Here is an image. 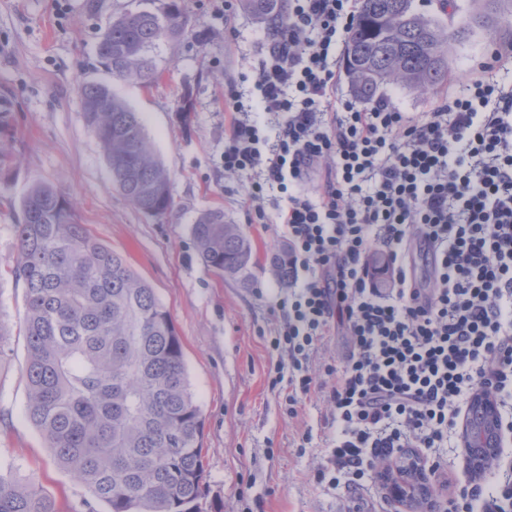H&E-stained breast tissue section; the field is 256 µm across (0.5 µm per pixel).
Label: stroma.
Listing matches in <instances>:
<instances>
[{"instance_id":"1","label":"stroma","mask_w":512,"mask_h":512,"mask_svg":"<svg viewBox=\"0 0 512 512\" xmlns=\"http://www.w3.org/2000/svg\"><path fill=\"white\" fill-rule=\"evenodd\" d=\"M163 0H0V327L8 355L0 361V465L56 499L61 512H85L90 492L54 461L26 405L22 285L7 275L17 257L20 201L35 183L56 186L76 203L80 221L154 288L184 345L189 380L205 417L202 512H414L391 499L384 482L353 492L320 482L331 413L320 395L296 415L269 374L267 338L276 326L280 286L270 262L284 247L282 228L255 224L243 199L245 179L224 172V87L263 58L265 29L240 0H180L188 29L154 50L161 76L152 88L112 75L96 48L112 18ZM512 78V21L479 30L448 52V82L461 87L492 46ZM109 85L144 121L175 202L164 219L133 208L113 187L106 159L81 119V86ZM188 105L189 121L179 116ZM220 209L240 225L254 250L252 285L207 272L190 227Z\"/></svg>"}]
</instances>
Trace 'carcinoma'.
I'll use <instances>...</instances> for the list:
<instances>
[{
    "label": "carcinoma",
    "instance_id": "obj_1",
    "mask_svg": "<svg viewBox=\"0 0 512 512\" xmlns=\"http://www.w3.org/2000/svg\"><path fill=\"white\" fill-rule=\"evenodd\" d=\"M274 30L286 0H242ZM185 32L179 0L113 20L97 47L103 67L144 87L160 78L152 50ZM351 89L372 101L391 86L426 94L448 81V33L413 0H359L347 42ZM81 118L112 185L137 210L172 214L169 174L138 113L103 84L83 85ZM18 255L8 274L25 289L26 416L56 462L106 512H201L204 419L183 343L154 289L78 221L70 198L37 184L21 202ZM209 272L252 284L254 251L221 210L191 225ZM0 512H60L33 485L0 474Z\"/></svg>",
    "mask_w": 512,
    "mask_h": 512
}]
</instances>
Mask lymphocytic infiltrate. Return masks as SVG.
<instances>
[{
    "label": "lymphocytic infiltrate",
    "instance_id": "1",
    "mask_svg": "<svg viewBox=\"0 0 512 512\" xmlns=\"http://www.w3.org/2000/svg\"><path fill=\"white\" fill-rule=\"evenodd\" d=\"M356 14L357 0H288L251 88L224 95V169L247 180L256 223L277 205L288 246L275 369L289 406L325 386L336 433L317 477L354 490L403 455L439 476L476 393L512 435V84L495 50L417 116L337 96ZM338 331L350 351L318 383L310 358Z\"/></svg>",
    "mask_w": 512,
    "mask_h": 512
}]
</instances>
